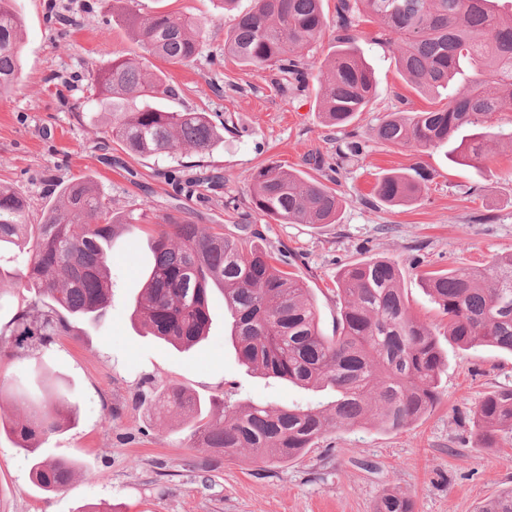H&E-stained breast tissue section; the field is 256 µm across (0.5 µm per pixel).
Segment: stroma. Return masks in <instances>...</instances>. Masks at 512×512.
Listing matches in <instances>:
<instances>
[{
	"label": "stroma",
	"mask_w": 512,
	"mask_h": 512,
	"mask_svg": "<svg viewBox=\"0 0 512 512\" xmlns=\"http://www.w3.org/2000/svg\"><path fill=\"white\" fill-rule=\"evenodd\" d=\"M57 0L78 12L77 26L61 30L45 14L47 0H15L24 47L18 89L0 95V184L26 196L30 223L56 205L58 185L89 180L122 216L159 215L185 208L192 223L223 225L261 222L251 208L248 177L277 162L336 189L340 199L333 224L265 223L264 244L295 272L317 308L319 327H336V273L346 263L384 258L402 271L400 288L412 315L428 324L444 358L438 380L440 401L425 417L398 431L373 421L324 434L301 458L266 464L242 453L224 458L191 435L193 420L175 413L152 414L142 398L158 397L175 384L204 403L257 402L273 410L324 403L329 392L312 391L243 367L228 340L224 296H211L212 324L189 350L158 342L131 321L132 303L151 262L146 232H122L107 253L112 277L107 317L92 324L75 318L73 335L58 337L40 374L33 360L0 353V420L25 419V392L51 396L64 389L76 406V421L43 446L44 457L70 460L74 476L63 490L47 493L30 479V462L9 435L0 436V512H85L106 502L113 512H375L379 497L396 491L412 497L416 512H484L512 490V433L495 448L475 445L472 419L487 394L512 389V353L492 347L466 350L448 334V320L424 290L420 274L485 264L491 255L512 252V143L487 141L484 167H459L451 145L418 152L390 147L376 136L389 112L439 108L437 98L419 94L402 77L392 47L373 42L376 22L364 23L358 46L375 79L365 112L342 128L320 112L319 77L336 53V4L323 0L329 25L304 51L308 82L281 92L272 71L239 64L224 54V36L236 12L253 0H238L233 12L218 0H139L142 13L167 12L204 22L207 45L189 65L160 62L178 89L164 106L208 113L224 125V144L181 161L125 151L105 134L106 116L87 93H57L58 77L97 69L112 59H138L141 50L118 24L104 29L112 0ZM359 155L338 159L348 142ZM327 165H309L308 156ZM202 165L223 173L214 191L175 195L163 178L176 164ZM424 168L415 200L390 207L374 187L391 172Z\"/></svg>",
	"instance_id": "stroma-1"
}]
</instances>
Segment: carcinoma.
I'll use <instances>...</instances> for the list:
<instances>
[{"instance_id": "1", "label": "carcinoma", "mask_w": 512, "mask_h": 512, "mask_svg": "<svg viewBox=\"0 0 512 512\" xmlns=\"http://www.w3.org/2000/svg\"><path fill=\"white\" fill-rule=\"evenodd\" d=\"M322 0H254L237 16L224 40V54L257 69L274 67L285 86L306 82L303 51L327 28ZM499 0H339L336 54L322 76L320 101L326 122L338 128L365 111L375 78L357 48L359 26L374 19V39L391 46L403 76L425 94H440L471 70V78L448 95L442 107L401 116L390 112L377 127L388 145L426 149L453 142L458 164L476 168L486 159L484 139L512 141V130L492 131L491 116L512 104V10ZM112 19L123 24L144 54L171 64H191L206 43L205 26L190 16L142 14L137 0H112ZM22 23L13 0H0V91L19 79ZM85 83L97 111L107 115L111 140L135 154L156 157L206 154L223 139L209 115L171 111L159 101L176 96L165 75L130 59L77 72L62 82ZM429 174L414 168L387 175L375 195L389 205L410 202ZM252 209L281 224H334L336 190L308 181L271 162L249 176ZM30 203L0 187V249L29 245L21 254L17 279L35 289L36 299L14 321L0 350H46L71 331L68 317L103 318L110 305L106 242L131 230L140 216L112 214L89 181L61 188L59 204L30 224ZM150 236L154 262L133 302L131 318L176 349H189L208 335L210 297L224 294L229 338L248 369L307 389L329 390L325 405L296 404L271 411L260 403L226 404L220 415L194 426L193 435L226 457L244 451L265 461L293 460L331 428L349 429L367 417L385 430H400L428 414L438 400L444 366L434 333L410 313L399 288L401 271L385 259L368 258L345 267L336 278L339 317L333 336L324 335L309 289L277 266L276 254L259 246L257 224H240L234 234L205 229L166 214ZM423 287L448 318L449 336L466 349L496 347L512 353V253L495 254L478 268L428 271ZM201 408L180 388L154 405L156 411L193 413ZM76 407L65 397L31 410L10 427L17 447L31 462L32 481L60 491L74 475V463L43 458L36 439L67 428ZM476 447L495 448L512 432V390L485 396L475 411ZM375 512H415L412 498L383 494Z\"/></svg>"}]
</instances>
